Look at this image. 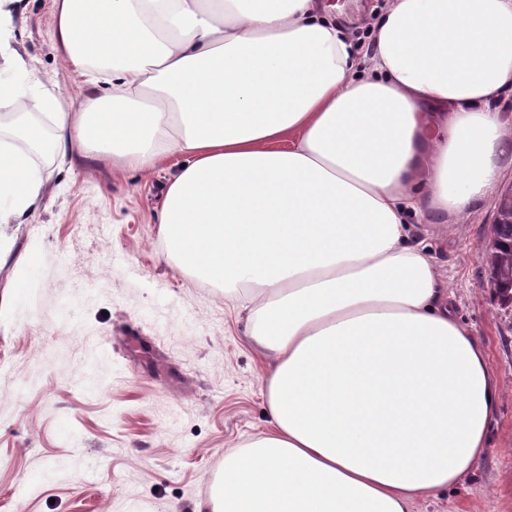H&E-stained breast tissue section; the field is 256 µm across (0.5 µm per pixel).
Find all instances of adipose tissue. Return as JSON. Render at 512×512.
I'll use <instances>...</instances> for the list:
<instances>
[{
    "label": "adipose tissue",
    "instance_id": "obj_1",
    "mask_svg": "<svg viewBox=\"0 0 512 512\" xmlns=\"http://www.w3.org/2000/svg\"><path fill=\"white\" fill-rule=\"evenodd\" d=\"M366 28L355 47L318 0H54L56 42L109 62L77 111L0 56V224L43 198L32 153L175 156L168 255L260 291L270 430L195 512H412L488 453L501 382L409 225L459 223L512 165V0H389ZM46 265L30 242L27 312Z\"/></svg>",
    "mask_w": 512,
    "mask_h": 512
}]
</instances>
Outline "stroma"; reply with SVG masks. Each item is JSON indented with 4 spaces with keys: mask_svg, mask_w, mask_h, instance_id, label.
Masks as SVG:
<instances>
[{
    "mask_svg": "<svg viewBox=\"0 0 512 512\" xmlns=\"http://www.w3.org/2000/svg\"><path fill=\"white\" fill-rule=\"evenodd\" d=\"M53 25V0H21L9 46L76 109L94 87ZM36 163L47 176L41 202L0 226L12 243L0 257V512H194L225 453L266 429L262 363L244 332L253 293L228 298L166 259L159 227L173 164L141 171L77 149L64 167ZM510 189L512 166L462 223L410 226L503 385L478 471L413 512H512V304L496 295L482 253ZM34 240L48 258L43 305L18 321L12 298ZM74 292L80 302L61 317ZM91 353L111 374H86ZM62 459L53 481L27 482Z\"/></svg>",
    "mask_w": 512,
    "mask_h": 512,
    "instance_id": "obj_1",
    "label": "stroma"
}]
</instances>
